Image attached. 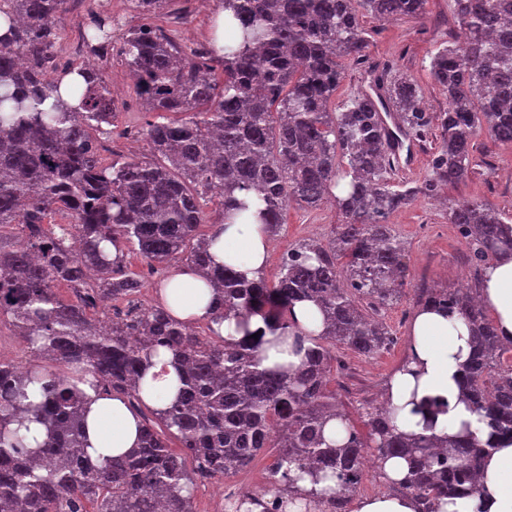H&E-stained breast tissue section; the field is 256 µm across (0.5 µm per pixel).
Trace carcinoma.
I'll list each match as a JSON object with an SVG mask.
<instances>
[{"label": "carcinoma", "mask_w": 512, "mask_h": 512, "mask_svg": "<svg viewBox=\"0 0 512 512\" xmlns=\"http://www.w3.org/2000/svg\"><path fill=\"white\" fill-rule=\"evenodd\" d=\"M171 0H131L155 16ZM68 0H0V324L30 352L58 363L23 369L0 361V512H195L196 479H224L248 468L266 448H279L264 494L275 509L326 504L347 512L367 457L392 494L411 497L417 512L477 490L491 443L469 427L444 438L404 433L385 404L363 413L358 430L329 384L336 348L364 356L395 343L381 311L406 295L404 247L389 217L421 193L464 182L474 165L475 138L512 144V0H451L463 38L431 65L448 96V111H425L418 85L406 77L373 79L375 90L342 112L329 104L342 79V59L362 60L367 47L359 10L375 19L418 18L426 0H219L224 35L213 22L208 47L187 50L162 26L131 30L120 54L151 112L181 118L142 129L151 158L102 160L118 105L103 79L104 64L58 69L60 19ZM112 38V18L96 17L84 42L97 54ZM78 72L85 84L67 91ZM56 104L41 105L49 98ZM397 113L398 130L422 141L437 128L430 174L394 188V133L382 113ZM219 195L224 224L239 219L282 224L289 204L330 201L341 217L328 243L304 241L283 258L276 283L249 279L231 265H211L203 202ZM64 219L53 223L54 216ZM448 223L467 245L471 277L454 289L417 288V307L459 313L470 326L472 353L462 394L490 436L512 439V342L503 339L478 302L484 270L512 252V218L483 200L448 202ZM135 243L147 262L195 268L216 284L213 321L247 327L259 314L275 343H314L297 366L261 367L263 341H212L173 317L162 303L132 319L93 318L107 300H130L143 282L125 262ZM118 253L111 256L107 245ZM69 287L64 298L57 286ZM314 302L320 332L297 331L293 303ZM170 356L177 391L163 408L142 397L152 359ZM88 383L122 399L141 419L140 442L105 464L85 443ZM340 425L336 437L330 422ZM40 426L43 439L30 435ZM181 451L171 449L170 439ZM401 457L408 473L385 479L383 463ZM194 463L186 468V459ZM310 479L311 488L299 485ZM324 487H319V484Z\"/></svg>", "instance_id": "carcinoma-1"}]
</instances>
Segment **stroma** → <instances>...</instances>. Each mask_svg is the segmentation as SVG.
Wrapping results in <instances>:
<instances>
[{
	"instance_id": "obj_1",
	"label": "stroma",
	"mask_w": 512,
	"mask_h": 512,
	"mask_svg": "<svg viewBox=\"0 0 512 512\" xmlns=\"http://www.w3.org/2000/svg\"><path fill=\"white\" fill-rule=\"evenodd\" d=\"M102 8L116 19L114 35L118 38L148 22L147 16L136 11L130 0H70L62 16L56 52L61 65L80 64L74 49L93 13ZM215 13L216 6L211 0H172L158 23L177 30L184 45L194 49L209 37ZM361 22L368 42L365 59L360 64L345 61V75L332 99L333 106L346 105L367 90L372 74L383 72L413 80L427 112L446 111L448 98L433 80L430 64L439 50L460 38L450 0H428L425 14L417 19L379 21L366 15ZM103 75L119 102V114L111 136L100 142L102 158L109 161L130 154L148 157L141 131L151 116L141 106L128 67L114 54L106 62ZM475 155L480 164L466 182L445 188L440 200L417 197L389 219L404 244V261L412 287L426 284L453 288L465 283L469 275L468 250L448 222L445 200L481 199L512 215V146L493 145L483 132L475 140ZM339 221L335 209L327 205L313 209L289 205L277 235L270 240L264 267L267 283L276 281L289 248L305 239H327ZM125 252L129 270L144 283L137 296L138 305H154L157 289L168 276L167 270L152 268L137 245H127ZM414 312V301L409 297L385 311L382 320L396 338L395 345L388 350L371 357L337 350L336 380L332 387L351 416H358L365 403L381 402L387 381L408 352Z\"/></svg>"
}]
</instances>
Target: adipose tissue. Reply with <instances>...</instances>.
Instances as JSON below:
<instances>
[{
  "label": "adipose tissue",
  "mask_w": 512,
  "mask_h": 512,
  "mask_svg": "<svg viewBox=\"0 0 512 512\" xmlns=\"http://www.w3.org/2000/svg\"><path fill=\"white\" fill-rule=\"evenodd\" d=\"M268 249L263 225L254 223L215 225L208 245L214 265L238 263L250 277L264 266ZM160 296L173 316L188 324L211 319L213 291L201 272L186 268L172 273ZM481 300L501 336L512 339V254L500 255L488 269ZM411 350L423 374L396 373L385 392L399 428L441 437L467 425L486 440L487 429L463 400L459 385L461 366L472 350L464 319L435 310L416 313ZM139 424V416L120 399L93 402L86 427L92 460L102 464L136 447ZM441 512H512V443L501 441L486 455L476 493L448 501Z\"/></svg>",
  "instance_id": "1"
}]
</instances>
